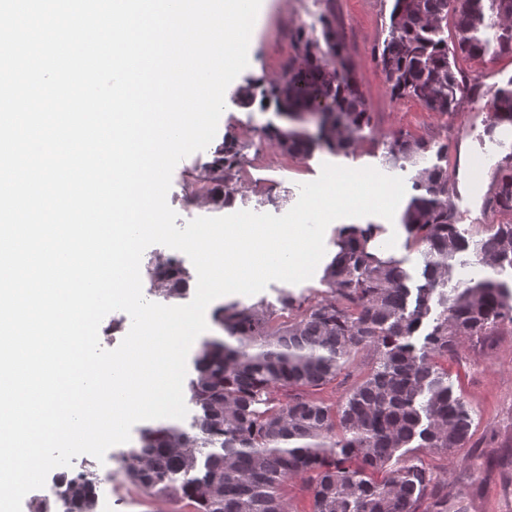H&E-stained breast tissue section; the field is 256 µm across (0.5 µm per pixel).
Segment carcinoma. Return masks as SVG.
I'll return each mask as SVG.
<instances>
[{
    "label": "carcinoma",
    "mask_w": 512,
    "mask_h": 512,
    "mask_svg": "<svg viewBox=\"0 0 512 512\" xmlns=\"http://www.w3.org/2000/svg\"><path fill=\"white\" fill-rule=\"evenodd\" d=\"M454 40L448 41V20ZM296 56L282 75L261 88L288 127L270 123L263 135L283 152H349L370 128L366 99L336 28L334 13L291 34ZM512 55V0H393L377 63L397 98H412L432 112L457 111L463 100L489 96L491 134L512 125V78L481 90L456 69L453 58ZM323 106L312 118L300 114ZM384 165L415 169L400 217L407 240L423 247L422 283L412 288L400 260L375 240L380 224H349L338 231V251L322 278L325 296L308 301L285 291L280 307L221 305L214 324L224 335L196 351L188 402L190 428L149 424L136 445L120 454L124 478L157 498L186 501L194 512H288L281 490L298 477L312 512H448V481L421 461L405 457L417 444L438 454L471 437L472 410L456 395L445 362L461 336H494L512 327V150L495 165L487 236H462L451 204L448 145L398 134L383 143ZM241 158L224 143L194 195L217 208L231 200L224 184ZM493 274L446 290L457 254L468 249ZM165 298L186 295L192 275L170 256L150 269ZM440 307L430 330L423 321ZM368 348L371 367L336 400L323 389ZM404 459L395 467L392 461ZM98 475L63 477L53 497L30 512H96Z\"/></svg>",
    "instance_id": "1"
}]
</instances>
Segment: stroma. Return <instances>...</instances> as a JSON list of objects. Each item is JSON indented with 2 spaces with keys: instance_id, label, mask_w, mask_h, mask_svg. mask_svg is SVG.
Returning a JSON list of instances; mask_svg holds the SVG:
<instances>
[{
  "instance_id": "35a3bbf8",
  "label": "stroma",
  "mask_w": 512,
  "mask_h": 512,
  "mask_svg": "<svg viewBox=\"0 0 512 512\" xmlns=\"http://www.w3.org/2000/svg\"><path fill=\"white\" fill-rule=\"evenodd\" d=\"M392 0H266V10L256 35L253 63L242 71L225 92L226 108L220 117L212 147L181 160L172 175L168 203L177 213V227L198 217L215 216L210 205L193 196L196 179L204 176L214 158L215 146L232 142L242 162L229 186L234 210L285 214L300 195V184L315 180L323 163L349 168L380 167L383 143L395 134L442 142L448 146V176L454 184L451 197L457 227L469 239L483 236L488 219L483 202L490 191L491 171L501 157V143H512V126L503 125L487 134L486 98L468 100L465 111L442 115L429 111L411 98L391 95L377 65L375 50L386 36ZM331 8L353 63L357 83L368 103L373 133L357 141L352 151L335 156L315 151L310 157L283 153L261 134L275 115L260 105L239 99L242 87L278 78L294 53L290 33L316 21ZM458 70L479 77L484 86L501 85L512 78V56L471 58L458 56ZM280 205H273V198ZM382 250L400 259L413 280H420L422 257L407 245L401 224L386 223L379 239ZM322 271L299 284L274 281L251 295H227V302L250 306L277 304L282 291L296 298L321 296ZM454 389L475 412L472 440L446 455L425 448L410 449V456L448 474V497L459 512H512V331L493 336L461 338L456 356L448 361ZM119 447L110 448L95 469L100 476L97 512H193L186 503L156 499L127 483L119 471Z\"/></svg>"
}]
</instances>
